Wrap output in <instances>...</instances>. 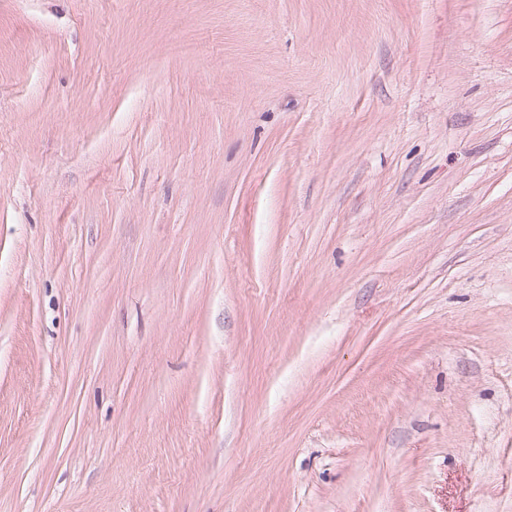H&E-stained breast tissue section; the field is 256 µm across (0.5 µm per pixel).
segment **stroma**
Masks as SVG:
<instances>
[{
	"mask_svg": "<svg viewBox=\"0 0 512 512\" xmlns=\"http://www.w3.org/2000/svg\"><path fill=\"white\" fill-rule=\"evenodd\" d=\"M0 512H512V0H0Z\"/></svg>",
	"mask_w": 512,
	"mask_h": 512,
	"instance_id": "35a3bbf8",
	"label": "stroma"
}]
</instances>
